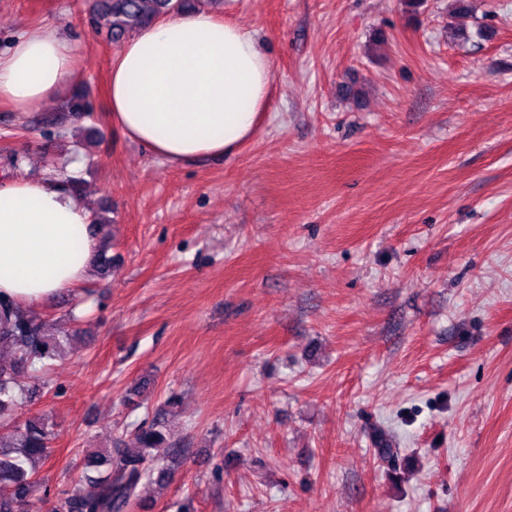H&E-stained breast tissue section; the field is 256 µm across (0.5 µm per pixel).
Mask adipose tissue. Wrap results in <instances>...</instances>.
I'll return each instance as SVG.
<instances>
[{
	"mask_svg": "<svg viewBox=\"0 0 512 512\" xmlns=\"http://www.w3.org/2000/svg\"><path fill=\"white\" fill-rule=\"evenodd\" d=\"M75 46L47 27L0 54V103L28 112L61 96ZM272 61L254 32L208 10L140 28L112 61V123L170 165L228 157L269 107ZM91 211L61 180L0 184V297L23 308L86 281L99 242Z\"/></svg>",
	"mask_w": 512,
	"mask_h": 512,
	"instance_id": "1",
	"label": "adipose tissue"
}]
</instances>
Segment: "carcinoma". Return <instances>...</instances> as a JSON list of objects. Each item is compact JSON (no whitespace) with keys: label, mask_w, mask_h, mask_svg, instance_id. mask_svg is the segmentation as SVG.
Instances as JSON below:
<instances>
[{"label":"carcinoma","mask_w":512,"mask_h":512,"mask_svg":"<svg viewBox=\"0 0 512 512\" xmlns=\"http://www.w3.org/2000/svg\"><path fill=\"white\" fill-rule=\"evenodd\" d=\"M190 0H95L91 23L110 42L163 16L187 10ZM61 110L81 116L91 112L85 96L68 98ZM71 329L51 333L45 320L0 298V348L10 351L11 364L0 367V512H20L38 499V470L50 458L54 424L46 417L17 423L14 408L21 402L53 389L49 373L67 354ZM33 379L25 385L22 377ZM166 410L159 409L150 423L134 431L140 448L130 454L122 441L110 450L88 448L84 456L81 488L61 499L55 512H130L138 488L152 479L163 481L175 460L164 425Z\"/></svg>","instance_id":"cac0c4a2"}]
</instances>
